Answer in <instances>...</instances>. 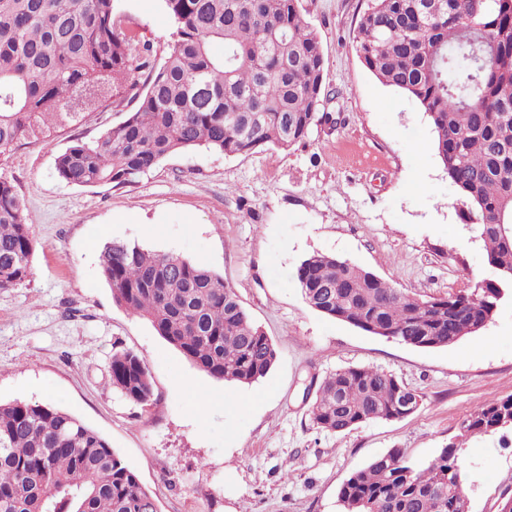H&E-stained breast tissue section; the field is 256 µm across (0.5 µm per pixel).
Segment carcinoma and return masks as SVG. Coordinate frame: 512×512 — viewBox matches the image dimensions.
<instances>
[{
	"instance_id": "carcinoma-1",
	"label": "carcinoma",
	"mask_w": 512,
	"mask_h": 512,
	"mask_svg": "<svg viewBox=\"0 0 512 512\" xmlns=\"http://www.w3.org/2000/svg\"><path fill=\"white\" fill-rule=\"evenodd\" d=\"M162 2L175 27L169 52L159 66L145 57L135 66V38L115 0H0V154L127 97L137 106L123 122L56 157L61 180L120 184L177 152L286 151L304 141L317 121L324 55L300 0ZM355 49L428 117L492 277L466 294L419 298L315 252L297 281L308 306L329 318L418 348L448 347L483 330L512 286V0H368ZM32 250L23 203L0 180V290L30 275ZM100 268L118 306L213 379L252 384L274 366L269 336L207 266L112 240L100 248ZM110 377L127 401L152 399L132 352H113ZM421 401L391 372L347 366L318 384L309 415L316 429L342 434L405 418ZM460 431L465 439L512 433V396L480 405ZM458 451L450 442L418 466L388 450L342 483L343 512H468ZM0 512L159 510L102 435L58 407L14 401L0 403Z\"/></svg>"
}]
</instances>
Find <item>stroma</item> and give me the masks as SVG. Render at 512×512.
Here are the masks:
<instances>
[{"label": "stroma", "mask_w": 512, "mask_h": 512, "mask_svg": "<svg viewBox=\"0 0 512 512\" xmlns=\"http://www.w3.org/2000/svg\"><path fill=\"white\" fill-rule=\"evenodd\" d=\"M117 15L161 63L173 23L161 0H117ZM325 58L320 120L303 143L224 155L203 148L125 184L70 185L56 157L119 124L131 100L0 154L33 232L31 274L0 291V402L54 405L107 439L159 512H342L349 474L392 448L430 461L488 399L512 396V290L480 333L417 349L327 318L305 302L296 269L320 252L403 293L451 296L491 277L466 204L449 181L429 120L381 84L355 50L367 0H301ZM108 239L199 262L236 291L277 360L250 385L199 371L146 319L118 306L103 279ZM136 354L154 395L129 403L109 379L115 348ZM347 366L389 371L419 409L343 434L310 421L311 379ZM206 397L205 410L195 407ZM468 512L512 494V435L459 450Z\"/></svg>", "instance_id": "1"}]
</instances>
